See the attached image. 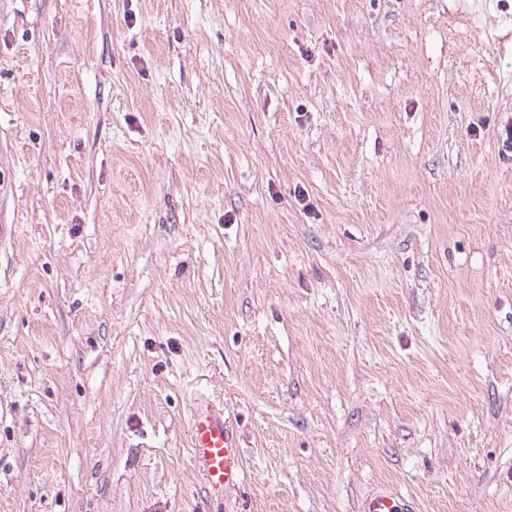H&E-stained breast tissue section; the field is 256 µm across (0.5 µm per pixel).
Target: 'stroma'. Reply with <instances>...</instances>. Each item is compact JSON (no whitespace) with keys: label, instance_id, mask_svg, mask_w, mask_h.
Here are the masks:
<instances>
[{"label":"stroma","instance_id":"obj_1","mask_svg":"<svg viewBox=\"0 0 512 512\" xmlns=\"http://www.w3.org/2000/svg\"><path fill=\"white\" fill-rule=\"evenodd\" d=\"M508 127L512 0H0V512H512ZM189 416L194 470L210 493L224 495L238 487L244 475L243 450L232 423L224 417V403L197 395ZM414 501L404 498L390 485H382L362 503V512H415Z\"/></svg>","mask_w":512,"mask_h":512}]
</instances>
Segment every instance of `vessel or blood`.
Segmentation results:
<instances>
[{"label": "vessel or blood", "instance_id": "b4317fda", "mask_svg": "<svg viewBox=\"0 0 512 512\" xmlns=\"http://www.w3.org/2000/svg\"><path fill=\"white\" fill-rule=\"evenodd\" d=\"M190 455L205 488L221 494L239 486L244 475L243 450L224 415V405L209 396L193 398L190 407ZM362 512H416L414 501L384 485L368 495Z\"/></svg>", "mask_w": 512, "mask_h": 512}]
</instances>
